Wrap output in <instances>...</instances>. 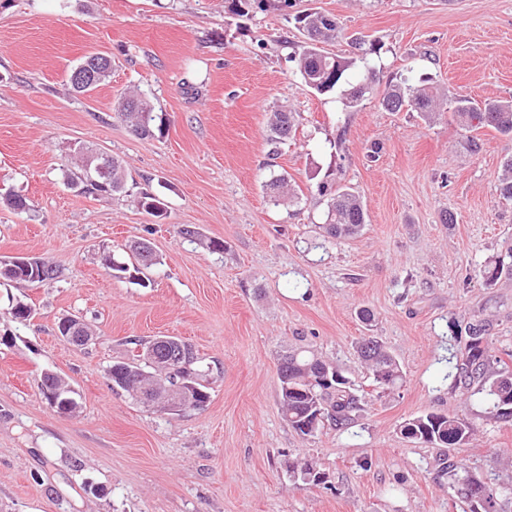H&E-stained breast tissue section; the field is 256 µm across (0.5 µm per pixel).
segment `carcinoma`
Instances as JSON below:
<instances>
[{"mask_svg":"<svg viewBox=\"0 0 512 512\" xmlns=\"http://www.w3.org/2000/svg\"><path fill=\"white\" fill-rule=\"evenodd\" d=\"M296 28L304 36V46L298 58L299 72L305 84L318 93L339 87L346 79L354 60L331 55L322 45L338 37L336 22L320 12L305 11L293 16ZM376 74L367 70L363 79L348 93L350 102H358L371 93ZM380 106L388 112L404 109L419 112L428 117L440 108L437 96L429 86L414 87L402 80L388 87L380 100ZM450 111L467 132L491 127L499 134L512 139V99L475 101L467 96L454 97ZM119 116L142 138L163 133L164 122H156L157 116L148 101L133 95L126 97ZM296 126L292 112H272L267 118L268 141L279 144L288 139ZM79 172L66 174L67 181L84 193L97 197H110L126 189V171L122 163L112 159L107 175L92 180L88 176L84 156H78ZM503 176L499 184L500 198L512 203V155L504 157ZM138 205L149 215L160 218L164 203L143 193L137 197ZM367 211L360 197L349 187L336 189L328 202L325 221L326 233L336 239H346L360 233L367 224ZM140 242L130 245L129 261H121L111 254L103 257L104 265L117 278L130 277L145 287L140 277L142 269L157 263V258L146 257L139 252ZM512 276V264L500 259L484 270L487 284L492 285L502 276ZM487 324L474 320L468 325L469 340L464 348L450 353L448 364L455 385L464 390L478 386L491 405L492 413L501 419L512 418V372L495 370L493 358L485 336ZM359 356L368 363L370 378L379 393L384 394L400 386L403 372L396 357L385 344L372 336L358 342ZM198 357L192 346L178 337H172L168 345L159 347L157 360L150 361L140 353L112 363L107 378L112 387L129 394L132 399L150 406L147 396L155 394L153 383L160 372L176 374L183 379L185 389L196 401L193 409L200 410L209 401L207 374L197 367ZM280 405L288 425L302 436L316 434L325 424L345 428L364 411L365 395L357 385L335 364L313 351L300 347L285 352L279 362ZM62 389L61 397H72L69 383L53 371L41 376V390ZM314 429H309L310 425ZM474 425L467 418L455 413L430 412L409 419L401 426V434L414 443L429 444L441 448H461L472 436ZM440 472L448 475L455 497L462 512H499L500 497L509 490L483 481L466 470L463 464L450 454L439 459Z\"/></svg>","mask_w":512,"mask_h":512,"instance_id":"1","label":"carcinoma"}]
</instances>
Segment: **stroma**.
I'll return each instance as SVG.
<instances>
[{"label":"stroma","instance_id":"35a3bbf8","mask_svg":"<svg viewBox=\"0 0 512 512\" xmlns=\"http://www.w3.org/2000/svg\"><path fill=\"white\" fill-rule=\"evenodd\" d=\"M310 9L346 34L327 52L349 55L351 35L380 44L360 104L302 80L292 17ZM93 53L110 57L112 73L76 94L68 72ZM399 76L430 79L444 100L512 97V0H265L236 16L229 0H0V195L29 205L0 206V257L59 271L36 285L0 282V512H461L439 449L400 433L408 419L448 411L475 426L454 456L512 485V421L490 413L484 394H461L447 362L475 316L512 371V277H482L512 249V203L499 197L512 140L478 129L474 154L447 109L428 120L384 111L380 95ZM131 91L163 118V135L138 138L118 117ZM276 110L296 113L297 126L274 147L266 119ZM79 143L122 162L126 193L65 184ZM276 175L295 191L277 206L267 190ZM322 182L360 196L361 234L326 236ZM142 191L164 202L163 219L136 206ZM186 226L223 250L185 238ZM143 237L159 258L146 288L101 261ZM13 298L31 307L28 321L9 314ZM66 315L82 317L94 342H64ZM153 336L181 338L212 368L204 409L160 413L109 388L128 339ZM364 336L399 361L405 382L393 393L377 394L357 353ZM298 346L363 389L348 429L304 439L284 419L278 358ZM45 371L70 383L76 412L47 402ZM298 460L316 464L321 482L295 477Z\"/></svg>","mask_w":512,"mask_h":512}]
</instances>
